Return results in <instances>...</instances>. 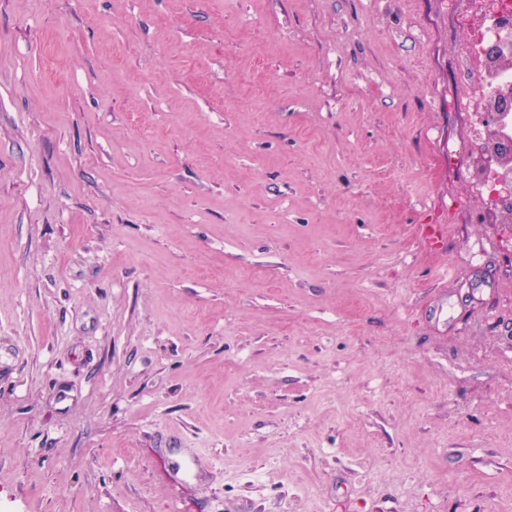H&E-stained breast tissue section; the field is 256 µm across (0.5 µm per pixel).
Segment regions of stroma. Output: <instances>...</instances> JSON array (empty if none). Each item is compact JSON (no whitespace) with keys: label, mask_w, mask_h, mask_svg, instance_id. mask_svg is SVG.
I'll return each instance as SVG.
<instances>
[{"label":"stroma","mask_w":512,"mask_h":512,"mask_svg":"<svg viewBox=\"0 0 512 512\" xmlns=\"http://www.w3.org/2000/svg\"><path fill=\"white\" fill-rule=\"evenodd\" d=\"M466 3L0 0V512H512Z\"/></svg>","instance_id":"1"}]
</instances>
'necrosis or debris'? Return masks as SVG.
<instances>
[{
	"mask_svg": "<svg viewBox=\"0 0 512 512\" xmlns=\"http://www.w3.org/2000/svg\"><path fill=\"white\" fill-rule=\"evenodd\" d=\"M461 17L469 33L463 50L468 85L461 105L477 130L465 146L470 182L481 205L470 212L475 224L489 223L496 213L512 209V0H470ZM497 130L495 144H487L480 131Z\"/></svg>",
	"mask_w": 512,
	"mask_h": 512,
	"instance_id": "4bbe7bcc",
	"label": "necrosis or debris"
}]
</instances>
